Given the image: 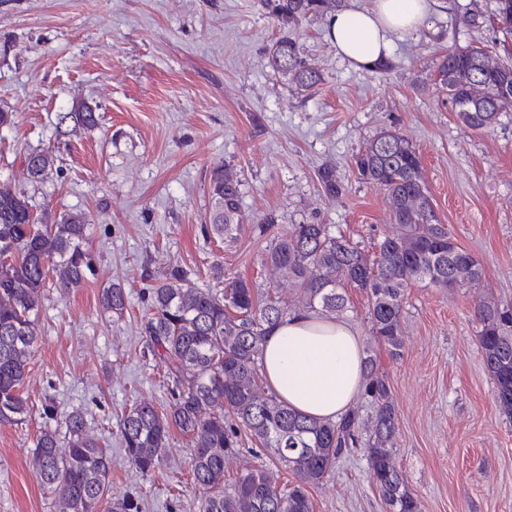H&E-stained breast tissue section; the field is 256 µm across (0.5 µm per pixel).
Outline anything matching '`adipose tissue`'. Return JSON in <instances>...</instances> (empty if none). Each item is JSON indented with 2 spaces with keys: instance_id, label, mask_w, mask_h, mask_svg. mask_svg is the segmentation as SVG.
I'll use <instances>...</instances> for the list:
<instances>
[{
  "instance_id": "obj_1",
  "label": "adipose tissue",
  "mask_w": 512,
  "mask_h": 512,
  "mask_svg": "<svg viewBox=\"0 0 512 512\" xmlns=\"http://www.w3.org/2000/svg\"><path fill=\"white\" fill-rule=\"evenodd\" d=\"M429 0H374L373 7H347L326 25L338 55L358 66L383 64L394 38L423 24ZM362 344L345 321L300 311L288 315L267 338L262 374L267 386L296 411L337 420L362 390Z\"/></svg>"
}]
</instances>
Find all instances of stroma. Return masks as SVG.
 Listing matches in <instances>:
<instances>
[{
    "label": "stroma",
    "mask_w": 512,
    "mask_h": 512,
    "mask_svg": "<svg viewBox=\"0 0 512 512\" xmlns=\"http://www.w3.org/2000/svg\"><path fill=\"white\" fill-rule=\"evenodd\" d=\"M493 9V0H437L423 27L395 39L387 63L372 70L337 55L325 16L310 19L294 36L325 81L307 97L268 63L279 31L260 0H0V109L16 122L0 130V187L24 191L53 220L86 214L94 258L82 287L43 292L25 384L31 415L0 425V512H55L32 450L41 429L65 432L75 410L112 450L113 497L135 496L140 512H198L189 438L173 434L148 476L121 447L126 407L172 399L142 334L149 276L180 266L196 286L217 289L219 262L223 279L268 288L277 275L261 257L293 224L330 225L373 256L397 226L384 193L352 161L385 128L415 145L441 223L480 261L483 278L409 288L397 357L371 340L365 294L350 290L343 318L387 376L397 465L422 512H512V419L495 402L474 317L483 302L512 301V112L492 131L467 129L434 71L449 49L469 44L512 60ZM468 12L476 23L464 22ZM88 109L100 115L94 130L62 119ZM32 149L56 157L41 183L27 179ZM326 163L341 196L321 190ZM221 165L240 183L242 209L222 240L203 230L210 173ZM267 214L276 222L259 231ZM113 282L130 293L120 319L99 310V291ZM310 498L314 512H388L361 448L345 451Z\"/></svg>",
    "instance_id": "1"
}]
</instances>
